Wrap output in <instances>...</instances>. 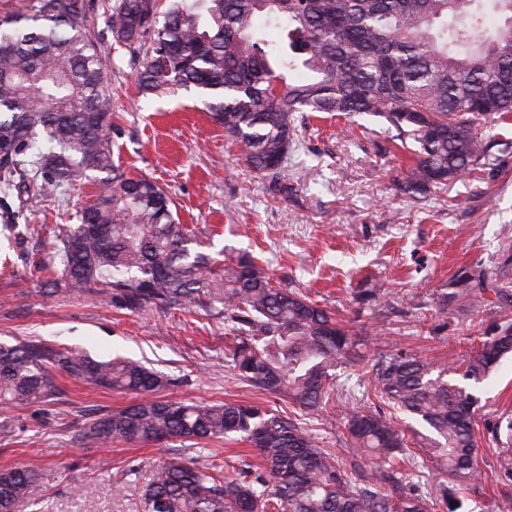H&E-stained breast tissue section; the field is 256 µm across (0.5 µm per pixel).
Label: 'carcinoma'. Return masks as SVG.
<instances>
[{"label":"carcinoma","mask_w":512,"mask_h":512,"mask_svg":"<svg viewBox=\"0 0 512 512\" xmlns=\"http://www.w3.org/2000/svg\"><path fill=\"white\" fill-rule=\"evenodd\" d=\"M95 0H37L32 15L0 19V184L30 199L64 192L102 174L94 203L77 223L52 230L49 266L61 275L45 292H93L132 312L146 306L196 308L224 319L232 345L226 366L239 379L307 414L325 410L336 366L363 340L309 297L272 282L259 259L242 254L215 265L173 202L153 180L114 175L107 132V63L83 20ZM504 19L485 32L488 16ZM113 40L137 54L143 95L194 86L212 119L244 146L249 167L278 174L298 141L294 114L367 115L411 142L403 190L423 198L483 165V128L512 114V0H116ZM281 30L279 41L261 36ZM44 145L36 146L38 140ZM483 281L460 275L436 305L476 308ZM512 342L488 336L462 360L463 377L486 379ZM402 350L381 356L380 397L422 429L413 439L384 416L354 406L345 414L352 452L341 459L304 427L241 402L184 403L154 397L168 383L142 361L92 357L40 340L0 341V406L44 403L55 374L138 396L73 435L79 445L250 443L263 471L169 461L144 490L145 512H448L485 482L474 439L476 397ZM421 451L444 476L422 493L405 491ZM35 463L0 470V512H13L39 480ZM383 480L389 494L374 489Z\"/></svg>","instance_id":"cac0c4a2"}]
</instances>
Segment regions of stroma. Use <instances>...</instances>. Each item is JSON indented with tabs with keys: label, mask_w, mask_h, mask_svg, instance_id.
Wrapping results in <instances>:
<instances>
[{
	"label": "stroma",
	"mask_w": 512,
	"mask_h": 512,
	"mask_svg": "<svg viewBox=\"0 0 512 512\" xmlns=\"http://www.w3.org/2000/svg\"><path fill=\"white\" fill-rule=\"evenodd\" d=\"M108 12L99 9L88 34L109 64L113 159L126 175L153 178L173 199L182 223L195 229L211 255L250 253L282 287L307 293L335 311L365 339L364 359L337 369L336 394L324 412L308 415L240 380L224 362L228 328L200 312L118 308L90 294L43 293L46 239L72 223L97 186L51 192L26 205L16 194L23 235L0 220V339L14 337L83 349L93 357L146 361L165 373L159 390L171 401H238L264 406L316 434L322 448L347 457L343 416L350 407L390 412L371 386L373 365L390 349L416 354L434 366L463 360L490 326L512 324V305L493 285L512 279V120L486 129L488 162L415 200L399 188L410 154L379 119L365 118L369 136L346 137L335 113H297L299 141L279 175H259L238 144L215 123L198 90L142 96L137 65L112 38ZM483 273L484 304L468 310L434 300L462 273ZM478 399L475 439L488 479L470 491L467 512H487L492 498H512L496 483L502 443L495 426L512 415V355L481 383L450 375ZM62 395L12 409L15 431L0 435V469L41 464L39 480L14 512H143V491L158 466L172 458L201 464H257L249 443L208 441L113 443L80 447L74 431L101 413L125 407L131 394L60 377Z\"/></svg>",
	"instance_id": "1"
}]
</instances>
